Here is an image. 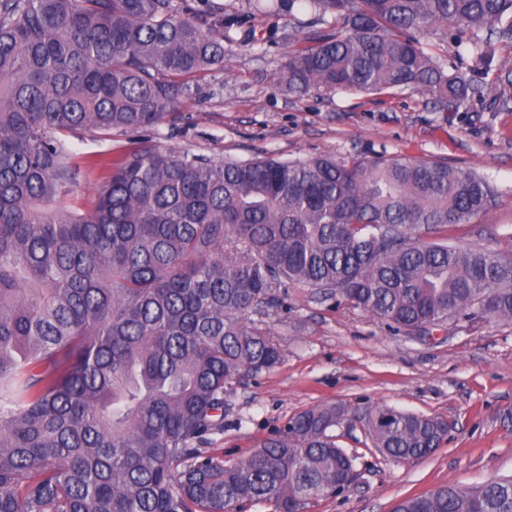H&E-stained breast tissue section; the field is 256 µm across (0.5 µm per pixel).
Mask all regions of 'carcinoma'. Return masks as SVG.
<instances>
[{
  "label": "carcinoma",
  "mask_w": 512,
  "mask_h": 512,
  "mask_svg": "<svg viewBox=\"0 0 512 512\" xmlns=\"http://www.w3.org/2000/svg\"><path fill=\"white\" fill-rule=\"evenodd\" d=\"M322 29L288 57L311 86L416 92L459 110L481 87L425 52L441 31L485 69L512 0H306ZM224 13L174 0H0V512H304L354 457L304 409L248 457L203 448L232 380L281 361L247 315L282 283L396 331L512 320V254L448 244L486 211L474 171L404 156L215 162L130 140L88 205L66 138L155 129L224 67ZM434 237L422 243L419 231ZM375 447L432 455L448 421L376 406ZM393 512H512V476Z\"/></svg>",
  "instance_id": "obj_1"
}]
</instances>
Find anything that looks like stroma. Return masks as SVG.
Instances as JSON below:
<instances>
[{
    "label": "stroma",
    "instance_id": "stroma-1",
    "mask_svg": "<svg viewBox=\"0 0 512 512\" xmlns=\"http://www.w3.org/2000/svg\"><path fill=\"white\" fill-rule=\"evenodd\" d=\"M216 2L236 21L224 30V66L194 77L196 95L178 107L174 123L151 131L154 144L214 161L379 154L442 161L481 174L494 190L487 211L451 230L452 243L512 252V40L496 46L488 91L456 112L434 111L417 93L297 95L283 79L288 36L317 31L314 12L262 15L254 0ZM126 141L120 132L69 139L82 167L78 194L102 181L100 171H85L86 162L117 158ZM272 294L273 306L249 318L280 344L282 360L229 385L224 427L209 437L214 452L228 461L246 457L297 412L336 403L348 413L332 433L353 456L356 478L308 512H392L400 500L445 485L470 488L512 475V321L451 324L428 340L392 332L347 301L308 288ZM375 405L441 417L452 429L431 456L395 461L368 433L363 415Z\"/></svg>",
    "mask_w": 512,
    "mask_h": 512
}]
</instances>
